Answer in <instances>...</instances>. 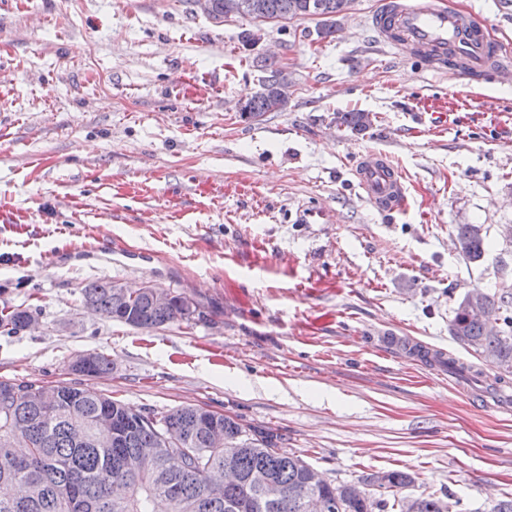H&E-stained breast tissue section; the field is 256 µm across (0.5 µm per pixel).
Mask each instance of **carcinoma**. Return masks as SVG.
<instances>
[{"instance_id": "1", "label": "carcinoma", "mask_w": 512, "mask_h": 512, "mask_svg": "<svg viewBox=\"0 0 512 512\" xmlns=\"http://www.w3.org/2000/svg\"><path fill=\"white\" fill-rule=\"evenodd\" d=\"M351 0H210L208 15L229 14L253 19H291L318 16L331 18ZM280 70L272 68L263 90L241 108L242 116L258 118L280 109L286 95L279 85ZM336 121L355 132L371 125L366 112H343ZM455 239L468 261L485 255V235L480 224H459ZM85 303L101 316L128 323L127 311L141 319L139 327L157 329L189 321L197 308L187 311L174 298L157 307L146 292L135 296L114 287L110 281H94L82 289ZM27 309L0 310V329L18 332L29 325ZM449 331L464 348L482 356L507 378L512 375V288L493 291L472 289L455 301ZM421 361L463 372L465 367L448 363L438 349L415 343L409 346ZM86 370L97 376L111 370L105 355H90ZM29 391L28 399L12 408L6 404L14 388ZM102 414L124 419L132 416L122 401L69 383L41 385L0 378V484L23 483L32 497L21 503L0 500V512H69L71 499L95 505L94 512H307L316 499L323 512H467L458 500L445 502L432 496H397L410 483L402 471H386L369 477L379 495L359 497L358 488L326 478L312 481L317 468L301 456L282 450L281 435L269 428L244 424L224 415L228 441L218 447L206 444L196 420L203 417L197 406L167 411H148L143 416L162 423L170 438L184 448L199 449L198 457L180 465L160 453L156 464L141 469L131 463L141 448L158 445L154 427L132 425L118 448L100 447L96 420ZM273 477L280 486L278 499L266 506L255 483L257 475Z\"/></svg>"}]
</instances>
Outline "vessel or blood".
Listing matches in <instances>:
<instances>
[{
    "mask_svg": "<svg viewBox=\"0 0 512 512\" xmlns=\"http://www.w3.org/2000/svg\"><path fill=\"white\" fill-rule=\"evenodd\" d=\"M371 25L377 41L393 53L420 56L436 69L453 66L474 81L512 68V58L504 56L477 23L435 0H381ZM356 174L380 210L405 208L402 177L386 156L359 160Z\"/></svg>",
    "mask_w": 512,
    "mask_h": 512,
    "instance_id": "vessel-or-blood-1",
    "label": "vessel or blood"
}]
</instances>
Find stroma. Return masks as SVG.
Segmentation results:
<instances>
[{"label": "stroma", "instance_id": "35a3bbf8", "mask_svg": "<svg viewBox=\"0 0 512 512\" xmlns=\"http://www.w3.org/2000/svg\"><path fill=\"white\" fill-rule=\"evenodd\" d=\"M351 0L315 20L209 18L192 0H13L0 9V377L110 393L131 410L201 406L275 430L330 480L412 477L407 495L491 512L512 496V407L498 370L448 332L456 298L512 284V72L476 82L391 54ZM512 55V0H441ZM259 30L254 46L239 35ZM282 66L288 101L239 105ZM340 112L368 113L362 133ZM366 153L404 210L360 188ZM480 224L482 261L454 245ZM189 296L190 323L144 330L86 309L91 281ZM473 365L468 379L407 344ZM101 353L110 373L72 369ZM360 186L380 210L401 211L407 196L402 176L386 156L379 155L374 161L359 159L356 168ZM31 317L32 315L27 309L4 308L0 311V329L7 333L21 331L27 328Z\"/></svg>", "mask_w": 512, "mask_h": 512}]
</instances>
